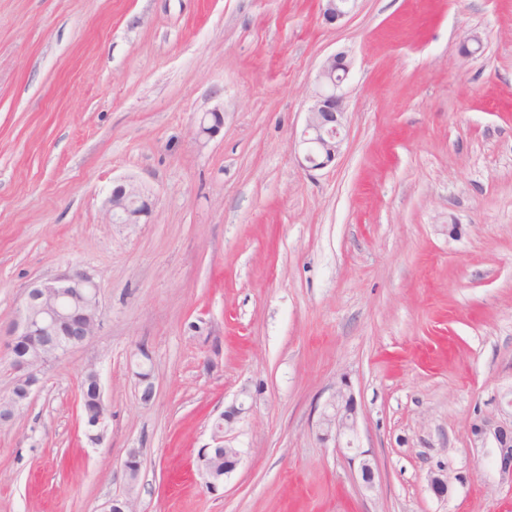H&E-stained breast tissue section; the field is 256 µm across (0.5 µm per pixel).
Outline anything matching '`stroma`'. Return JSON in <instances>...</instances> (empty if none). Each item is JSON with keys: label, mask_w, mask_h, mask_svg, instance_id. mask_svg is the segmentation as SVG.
Wrapping results in <instances>:
<instances>
[{"label": "stroma", "mask_w": 512, "mask_h": 512, "mask_svg": "<svg viewBox=\"0 0 512 512\" xmlns=\"http://www.w3.org/2000/svg\"><path fill=\"white\" fill-rule=\"evenodd\" d=\"M319 6L0 0V323L75 267L104 312L0 424V512H101L132 448L138 512H512L469 437L512 388V0H358L332 26ZM338 52L346 138L309 172L295 133ZM120 178L151 190L148 223H109ZM89 365L112 410L96 447ZM343 379L369 488L318 429ZM245 388L242 461L212 492L197 452ZM97 383L100 397V413L94 427L86 429L85 432L88 441L93 445H100L108 431L109 421L111 419V411L103 398L102 387L99 376L97 374V382L92 371L84 373L80 386V409L81 419L84 424L92 420L96 416L97 404Z\"/></svg>", "instance_id": "obj_1"}]
</instances>
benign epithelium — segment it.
I'll return each mask as SVG.
<instances>
[{"label": "benign epithelium", "instance_id": "obj_1", "mask_svg": "<svg viewBox=\"0 0 512 512\" xmlns=\"http://www.w3.org/2000/svg\"><path fill=\"white\" fill-rule=\"evenodd\" d=\"M358 0H321V17L325 24L336 25L354 11ZM351 60L345 52L333 54L322 63L317 85L311 97L295 158L302 168L312 171L328 167L336 161L345 140L346 81ZM224 128V113H206L199 122V134L213 137ZM106 214L113 224H139L151 210L150 194L130 179L115 181L105 201ZM103 314L94 277L82 270L66 271L49 280H37L26 289L15 318L5 327L7 347L14 381L24 384L23 396L8 409L0 407V421L13 420L25 408L31 396L41 388L43 369L73 349L84 344L100 328ZM244 413V403L230 407L219 415L222 425L213 429L211 440L224 449V473L213 472L208 465L209 448L199 450L197 470L206 484L216 489L224 477L234 472L241 461V451L225 436L227 428ZM357 402L351 387L343 380L320 414L319 426L324 438L345 442L352 452L351 461L358 463L361 480L370 486L375 470L369 452L354 447ZM111 419L105 400H100V413L94 427L86 430L93 445L103 442ZM470 445L498 473V484L512 488V419L503 406L495 414L477 411L470 420ZM140 467L139 451L127 453L124 471L128 489L125 496L109 500L102 512H137L132 472ZM429 489L438 498L449 491L447 471L431 472Z\"/></svg>", "mask_w": 512, "mask_h": 512}]
</instances>
